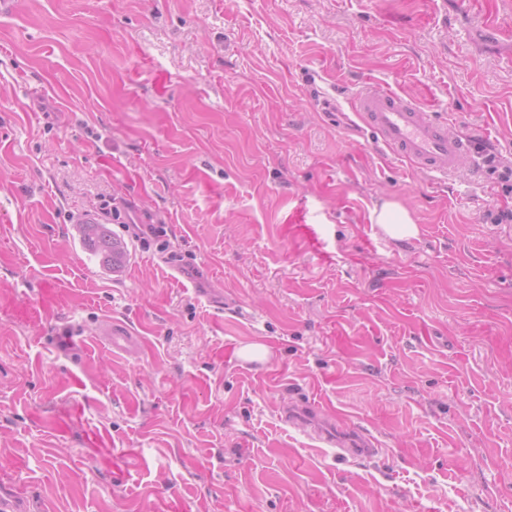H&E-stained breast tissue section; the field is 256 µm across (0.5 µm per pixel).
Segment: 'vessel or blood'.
<instances>
[{
	"mask_svg": "<svg viewBox=\"0 0 512 512\" xmlns=\"http://www.w3.org/2000/svg\"><path fill=\"white\" fill-rule=\"evenodd\" d=\"M354 107L384 146L417 169L445 177L473 171L477 165L478 142L452 132L446 122L387 86L360 90ZM97 335L100 342L126 353L140 347L139 337L116 321L102 323Z\"/></svg>",
	"mask_w": 512,
	"mask_h": 512,
	"instance_id": "vessel-or-blood-1",
	"label": "vessel or blood"
}]
</instances>
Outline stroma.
I'll use <instances>...</instances> for the list:
<instances>
[{
	"label": "stroma",
	"instance_id": "stroma-1",
	"mask_svg": "<svg viewBox=\"0 0 512 512\" xmlns=\"http://www.w3.org/2000/svg\"><path fill=\"white\" fill-rule=\"evenodd\" d=\"M383 83L512 163V0H19L0 15V496L23 512H512V178L442 179ZM164 225L191 272L73 208ZM386 200L420 226L370 222ZM323 225L321 249L290 216ZM59 299L42 305L45 282ZM41 305L45 324L17 320ZM141 338L121 357L107 320ZM269 349L242 366L241 347ZM320 405L336 457L283 405ZM357 115L379 141L417 169L444 177L474 172L480 145L452 132L433 112L385 85L361 89L354 98ZM371 221L394 239H413L420 234L413 213L397 200L386 201L380 208H375L371 212ZM100 221L99 216L90 211H84L78 216L74 224L80 226V243L90 254L102 258L107 268H118L125 262L126 247L112 237L110 230Z\"/></svg>",
	"mask_w": 512,
	"mask_h": 512
}]
</instances>
